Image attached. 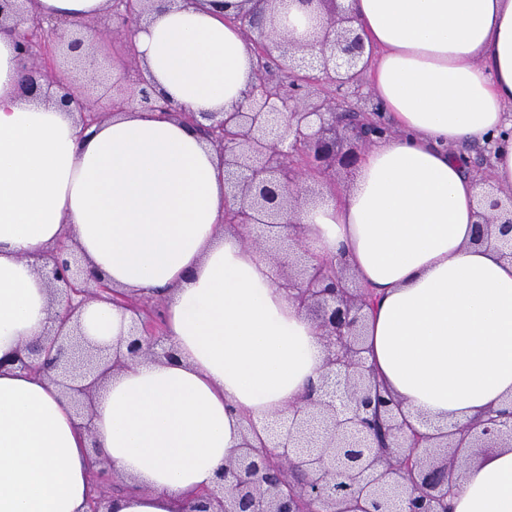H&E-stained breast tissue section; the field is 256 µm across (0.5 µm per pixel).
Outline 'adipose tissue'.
Wrapping results in <instances>:
<instances>
[{"mask_svg": "<svg viewBox=\"0 0 512 512\" xmlns=\"http://www.w3.org/2000/svg\"><path fill=\"white\" fill-rule=\"evenodd\" d=\"M241 0H166L129 32L179 112L240 99L253 61ZM372 92L395 128L351 188L299 210L303 245L343 258L376 300L366 355L409 419L453 427L512 406V261L472 241L481 186L454 146L512 123V0H346ZM0 34V512H86L92 456L132 486L112 512H179L228 458L318 382L325 348L277 265L223 224L224 163L194 129L134 109L85 128L21 96ZM112 287L166 299L169 360L93 393L88 430L50 371L15 357L62 307L35 258L63 239ZM83 334L126 339L131 314L92 302ZM451 512H512V447L474 453Z\"/></svg>", "mask_w": 512, "mask_h": 512, "instance_id": "adipose-tissue-1", "label": "adipose tissue"}]
</instances>
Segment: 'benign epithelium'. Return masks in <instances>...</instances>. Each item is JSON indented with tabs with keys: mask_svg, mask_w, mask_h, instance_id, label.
<instances>
[{
	"mask_svg": "<svg viewBox=\"0 0 512 512\" xmlns=\"http://www.w3.org/2000/svg\"><path fill=\"white\" fill-rule=\"evenodd\" d=\"M296 3L310 9L311 39L288 38V26L271 8ZM153 0H112L96 19L52 24L35 0H0V32L16 36L21 86L34 98L78 114L83 127L134 104L143 112L173 113L167 100L141 76L130 91L112 97L101 110L85 92L50 79L55 56L78 53L85 67L81 31L103 41L121 27L140 22ZM259 29L243 31L257 57L255 80L243 100L224 112H178L176 116L206 135L224 157L228 203L226 224H261L264 238L245 243L266 252L279 267L289 296L314 321L325 347L320 384L290 410L271 448H246L224 464L219 482L198 494L183 512H448V497L459 485L463 448L512 446V410H491L480 429L426 433L409 421L401 403L376 381L363 356L366 318L375 301L343 261L312 264L300 260L298 225L284 214L311 202L309 183L356 170L364 152L388 127L374 120L379 104L371 98L353 105L348 94L362 84L364 38L343 0H242L240 12L224 17ZM278 53L284 79L267 76L263 60ZM478 213L474 238L512 260V189ZM288 229V234L277 232ZM54 300L64 305L57 327L26 347L15 362L22 369H57L72 386L77 414L83 415L99 383L110 373L146 356L172 357L166 338L144 319L143 306L84 270L76 251L60 243L38 256ZM103 300L137 315L125 346L97 348L77 334L76 311Z\"/></svg>",
	"mask_w": 512,
	"mask_h": 512,
	"instance_id": "1",
	"label": "benign epithelium"
}]
</instances>
